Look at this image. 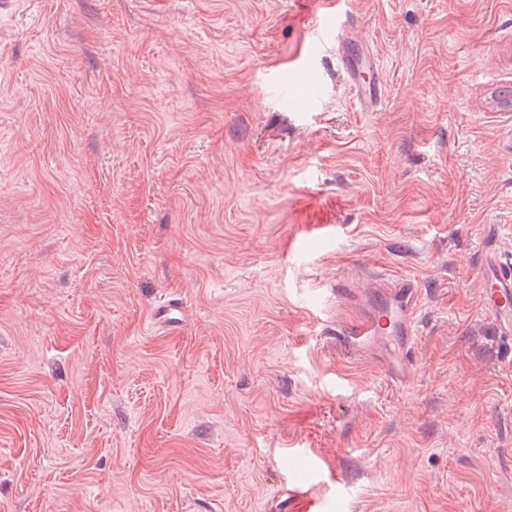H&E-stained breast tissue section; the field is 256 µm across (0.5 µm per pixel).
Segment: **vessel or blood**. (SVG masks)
<instances>
[{"instance_id": "b4317fda", "label": "vessel or blood", "mask_w": 512, "mask_h": 512, "mask_svg": "<svg viewBox=\"0 0 512 512\" xmlns=\"http://www.w3.org/2000/svg\"><path fill=\"white\" fill-rule=\"evenodd\" d=\"M347 17L344 0H316L308 32L313 39H320L334 26L344 25ZM336 49L360 104H375L381 95L382 81L372 56L357 48L354 37L344 34L337 36ZM496 239V227L487 226L480 272L482 306L497 333L512 337V256L497 248ZM372 283L383 301L366 310L351 330L350 338L355 345L380 351L379 364L391 380L409 382L415 373L412 348L420 334L421 290L411 277L376 276ZM182 318L183 308L173 298L162 300L151 314L153 325L172 331L180 328Z\"/></svg>"}]
</instances>
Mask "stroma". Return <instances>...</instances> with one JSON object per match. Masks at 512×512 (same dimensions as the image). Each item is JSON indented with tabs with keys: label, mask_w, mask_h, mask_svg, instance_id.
<instances>
[{
	"label": "stroma",
	"mask_w": 512,
	"mask_h": 512,
	"mask_svg": "<svg viewBox=\"0 0 512 512\" xmlns=\"http://www.w3.org/2000/svg\"><path fill=\"white\" fill-rule=\"evenodd\" d=\"M313 9L0 0V512H512V0H349L369 108ZM374 272L422 288L401 386ZM357 41L352 36L340 34L336 37V50L350 88L356 93L360 104L367 108L375 104L381 96V71L374 65V57L370 56V52L356 47ZM496 239L497 229L489 224L481 259L482 306L497 333L512 337V257L497 248ZM183 318V307L176 299H163L161 303L155 307L151 314V322L153 326H164L174 333L180 329Z\"/></svg>",
	"instance_id": "35a3bbf8"
}]
</instances>
